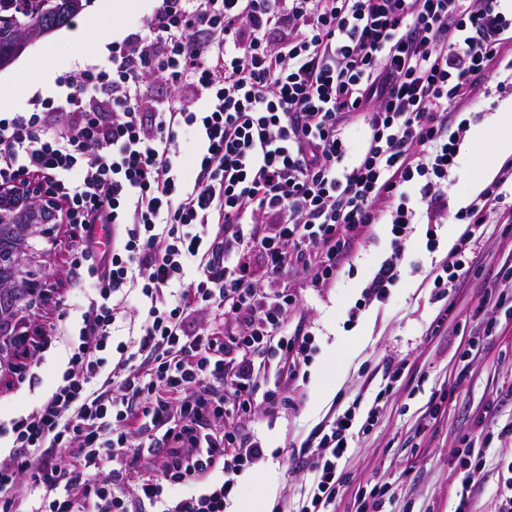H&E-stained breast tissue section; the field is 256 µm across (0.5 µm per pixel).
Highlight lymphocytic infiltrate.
Instances as JSON below:
<instances>
[{
    "instance_id": "f902f5d3",
    "label": "lymphocytic infiltrate",
    "mask_w": 512,
    "mask_h": 512,
    "mask_svg": "<svg viewBox=\"0 0 512 512\" xmlns=\"http://www.w3.org/2000/svg\"><path fill=\"white\" fill-rule=\"evenodd\" d=\"M500 2L158 0L143 30L61 80L58 98L0 116V187L34 181L59 203L79 231L73 264L88 285L77 334L54 331L24 352L35 364L57 342L67 364L12 422L0 512H225L265 450L257 434L225 430L224 416L251 414L259 399L270 413L293 405L314 351L311 335L286 331L293 295L258 288L259 277L291 267L313 287L330 284L357 236L386 219L392 254L361 303L390 300L417 203L448 206L443 183L459 152L449 106L473 77L512 79V15ZM151 74L189 87L192 99L146 113ZM102 92L108 119L93 105ZM359 114L367 133L358 144L350 122ZM189 130L202 146L186 182L173 145ZM510 196L511 158L460 214L465 230L432 272L437 299L479 274L474 245ZM190 265L200 276L188 283ZM135 290L150 306L130 349L108 365L112 326ZM205 308L221 331L188 330ZM364 414L376 412L352 401L305 438L312 482L301 512H330ZM138 425L152 432L147 447L131 444ZM109 462L135 477L134 498ZM216 467L221 481L174 494Z\"/></svg>"
}]
</instances>
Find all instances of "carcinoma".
Masks as SVG:
<instances>
[{
    "label": "carcinoma",
    "mask_w": 512,
    "mask_h": 512,
    "mask_svg": "<svg viewBox=\"0 0 512 512\" xmlns=\"http://www.w3.org/2000/svg\"><path fill=\"white\" fill-rule=\"evenodd\" d=\"M12 0H0V71L15 63V46L19 34L37 27L59 30L70 25L81 12L79 4L86 0H69L63 11H49L44 0H29L26 10L19 12L11 7ZM47 211L29 206H13L0 203V252L34 249V239L29 236V226L48 221ZM9 281L11 288L7 294L0 293V308L10 305L19 310L25 309L26 296L39 282L20 274L19 270L0 267V282ZM20 333L17 324L0 319V350L3 360L11 359L9 350L18 347Z\"/></svg>",
    "instance_id": "1"
}]
</instances>
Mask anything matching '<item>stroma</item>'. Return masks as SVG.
I'll use <instances>...</instances> for the list:
<instances>
[{"label":"stroma","instance_id":"obj_1","mask_svg":"<svg viewBox=\"0 0 512 512\" xmlns=\"http://www.w3.org/2000/svg\"><path fill=\"white\" fill-rule=\"evenodd\" d=\"M156 0H92L74 21L77 40L55 31L29 48L9 69L0 71V85L15 84L12 98L0 99V112H21L34 93L52 95L60 77L78 73L86 65L105 59L110 43L120 42L139 30L153 14ZM34 78V85L18 82L20 73ZM512 101V80L478 78L470 94L452 105L455 120L467 126L459 145L457 165L448 173L443 189L446 210L433 213L431 222H420L405 244L402 264L405 275L393 290L390 303L371 304L356 322L347 312L361 297L374 270L390 256V227L376 224L357 240L342 274L335 283L312 287L307 274L282 271L273 285L288 289L296 303L288 317L292 331L311 334L316 350L300 385L303 398L297 406L283 407L274 415L255 418L228 415L225 426L240 433L259 432L265 458L239 476V494L226 512H271L282 505L285 512H299L311 483L307 469L296 466L300 445L310 430L349 402L362 409L378 405L373 427L355 437L339 464L347 476L346 488L334 505L335 512H358L355 493L366 483H388L396 490L385 512H453L459 501L460 469L457 450L473 433L478 413L485 414V431L494 440L485 458L484 480L469 504L470 512H494L498 461L512 456V438L500 436L512 422V315L487 311L481 304L482 284L512 260V242L501 238L498 213H491L478 243L483 263L480 279L466 283L453 298L448 329L432 334L430 325L442 307L428 273L447 255L446 241L458 240L465 229L458 221L460 197L471 195L479 153L491 152L501 134L490 117L501 104ZM480 144H473L475 133ZM435 227L439 244L427 249V229ZM56 245L46 261L45 296L27 317L30 336L46 332L50 324H66L77 332L82 286L70 273L76 239L69 225L57 224ZM497 320L493 336H484L488 320ZM479 338L480 350L469 362L459 360L465 340ZM401 368L392 391L383 402L375 396L393 363ZM66 361L63 349L44 353L37 378L24 381L22 374L0 378V421L5 422L38 403L60 379ZM450 393L447 408L437 420L425 422L426 404L432 393Z\"/></svg>","mask_w":512,"mask_h":512}]
</instances>
